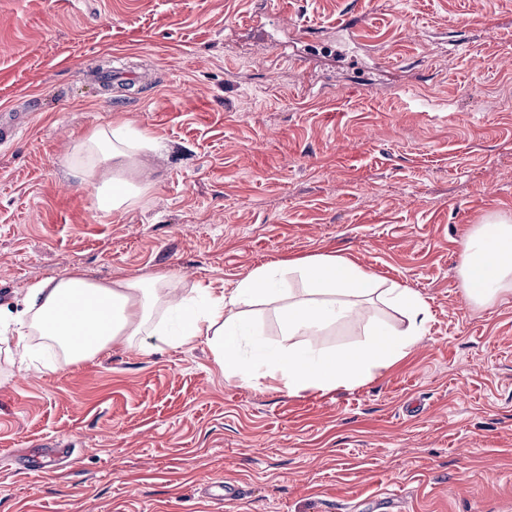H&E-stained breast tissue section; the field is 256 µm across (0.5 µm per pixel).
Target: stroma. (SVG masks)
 I'll return each instance as SVG.
<instances>
[{
	"mask_svg": "<svg viewBox=\"0 0 512 512\" xmlns=\"http://www.w3.org/2000/svg\"><path fill=\"white\" fill-rule=\"evenodd\" d=\"M351 2L0 0V108L27 123L0 146V334L65 271L218 292L317 253L430 307L409 356L327 394L225 378L203 338L47 373L0 341V512H512V293L472 305L457 269L512 214V0H364L339 28ZM116 63L144 83L94 80ZM125 120L162 150L106 212L66 164ZM56 442L70 459L24 470Z\"/></svg>",
	"mask_w": 512,
	"mask_h": 512,
	"instance_id": "1",
	"label": "stroma"
}]
</instances>
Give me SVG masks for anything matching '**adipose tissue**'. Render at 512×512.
Masks as SVG:
<instances>
[{
	"mask_svg": "<svg viewBox=\"0 0 512 512\" xmlns=\"http://www.w3.org/2000/svg\"><path fill=\"white\" fill-rule=\"evenodd\" d=\"M152 139L121 122L96 129L75 152L83 165L70 173L93 183L100 209L123 211L149 191L146 183L125 179ZM458 273L466 298L489 307L512 291V215L501 212L474 225L459 245ZM165 278L118 279L99 283L68 272L33 284L25 309L12 330V355L20 365L59 349L70 363L95 358L113 343L133 344L154 336L158 344L189 346L209 342L225 376L252 385L264 379L297 395L350 389L407 357L427 332L428 305L416 291L381 280L358 263L333 253L271 262L238 280L229 292L203 291L201 299L171 296ZM378 300L399 311L402 324L367 317L365 303ZM278 303L280 340L270 351L243 354L252 323L243 308ZM170 323H152L156 305ZM366 319L363 339L340 354L323 344L334 326Z\"/></svg>",
	"mask_w": 512,
	"mask_h": 512,
	"instance_id": "adipose-tissue-1",
	"label": "adipose tissue"
}]
</instances>
